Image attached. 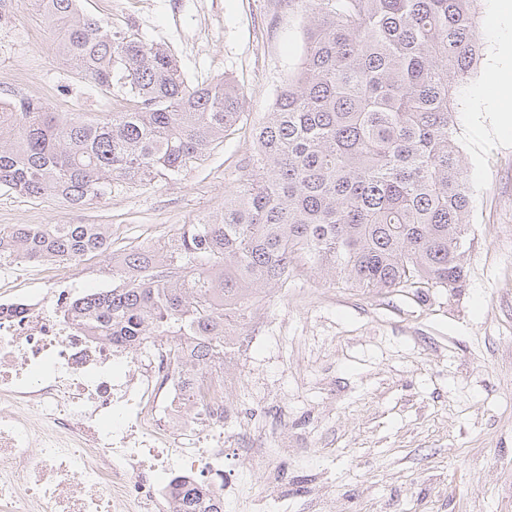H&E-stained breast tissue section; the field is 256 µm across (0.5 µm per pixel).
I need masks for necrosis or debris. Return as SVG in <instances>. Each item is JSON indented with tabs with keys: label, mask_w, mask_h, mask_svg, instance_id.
<instances>
[{
	"label": "necrosis or debris",
	"mask_w": 512,
	"mask_h": 512,
	"mask_svg": "<svg viewBox=\"0 0 512 512\" xmlns=\"http://www.w3.org/2000/svg\"><path fill=\"white\" fill-rule=\"evenodd\" d=\"M71 300L60 278L0 296V512H176L175 480L213 476L249 512L224 472L227 375L187 380L167 336L133 356L80 326Z\"/></svg>",
	"instance_id": "necrosis-or-debris-1"
}]
</instances>
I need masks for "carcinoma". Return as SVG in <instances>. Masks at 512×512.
I'll use <instances>...</instances> for the list:
<instances>
[{"label": "carcinoma", "instance_id": "obj_1", "mask_svg": "<svg viewBox=\"0 0 512 512\" xmlns=\"http://www.w3.org/2000/svg\"><path fill=\"white\" fill-rule=\"evenodd\" d=\"M304 51L254 129L251 173L224 211L187 224L166 248L132 249L121 284L71 303L92 333L140 350L194 338L189 371L224 364L249 298L281 288L303 262L357 288L455 289L466 278L474 190L458 142L455 84L482 56L476 0H294ZM82 79L122 93L102 115L63 116L40 99L0 104V188L79 207L112 181L177 177L245 113L224 76L189 86L167 49L121 32L81 0H26ZM101 224H16L0 255L68 261L105 253ZM178 512H224V499L176 485Z\"/></svg>", "mask_w": 512, "mask_h": 512}]
</instances>
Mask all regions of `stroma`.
<instances>
[{"label":"stroma","mask_w":512,"mask_h":512,"mask_svg":"<svg viewBox=\"0 0 512 512\" xmlns=\"http://www.w3.org/2000/svg\"><path fill=\"white\" fill-rule=\"evenodd\" d=\"M112 31L173 54L189 85L233 76L248 110L191 169L150 184L113 181L74 208L0 189V229L105 224L111 247L70 261L73 295L115 287L112 263L160 248L220 212L249 173L252 133L300 60L304 20L288 0H82ZM477 69L457 89L460 145L474 188L466 284L423 300L326 279L303 266L253 297L258 337L229 365L225 432L274 434L287 451L224 468L260 512H512V85L483 97L503 34L478 0ZM38 95L51 111L106 112L113 100L54 50L41 17L16 0L0 17V99Z\"/></svg>","instance_id":"stroma-1"}]
</instances>
